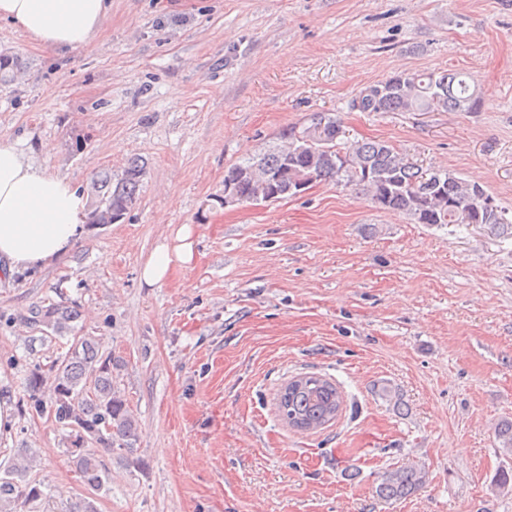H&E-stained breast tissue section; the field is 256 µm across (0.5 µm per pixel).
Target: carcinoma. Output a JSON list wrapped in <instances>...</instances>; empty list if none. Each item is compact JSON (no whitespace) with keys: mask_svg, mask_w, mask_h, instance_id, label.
<instances>
[{"mask_svg":"<svg viewBox=\"0 0 512 512\" xmlns=\"http://www.w3.org/2000/svg\"><path fill=\"white\" fill-rule=\"evenodd\" d=\"M355 100L361 112H478L483 107L481 93L456 70L394 75L366 86ZM344 136L331 114L316 112L302 130H288L282 144L228 168L224 184L232 185L244 203L258 204L294 196L300 183L333 182L365 191L378 208L402 213L417 224H490L512 236V221L481 185L449 169L427 173L384 140L352 142ZM145 173L144 162L133 158L115 182L109 172L98 175L89 214L126 215L137 202ZM80 318L78 305L53 300L34 306L30 315L59 337L73 332ZM118 365L112 352L102 350L99 338L75 336L67 352L48 366L53 377L49 402L38 398L47 373L34 371L26 379L36 413H48L71 429L68 452L87 492L71 512H96V496L109 483L104 463L87 444L106 452L116 446L128 449L137 434V420L113 382ZM343 406L336 383L314 374L292 378L278 394L282 418L301 432L326 428ZM496 437L512 453V421L498 424ZM425 476L412 465L387 471L376 494L382 499L407 497L423 486ZM42 497L40 484L27 479L19 462L0 473V512H15L17 506L36 512Z\"/></svg>","mask_w":512,"mask_h":512,"instance_id":"1","label":"carcinoma"}]
</instances>
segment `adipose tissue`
<instances>
[{"label": "adipose tissue", "instance_id": "obj_1", "mask_svg": "<svg viewBox=\"0 0 512 512\" xmlns=\"http://www.w3.org/2000/svg\"><path fill=\"white\" fill-rule=\"evenodd\" d=\"M109 11V0H0V19L14 21L55 53L88 45ZM85 209L83 195L68 180L0 142V259L8 269L63 261L85 231ZM194 256L193 229L181 225L156 245L140 278L148 285L162 283L174 265H189Z\"/></svg>", "mask_w": 512, "mask_h": 512}]
</instances>
